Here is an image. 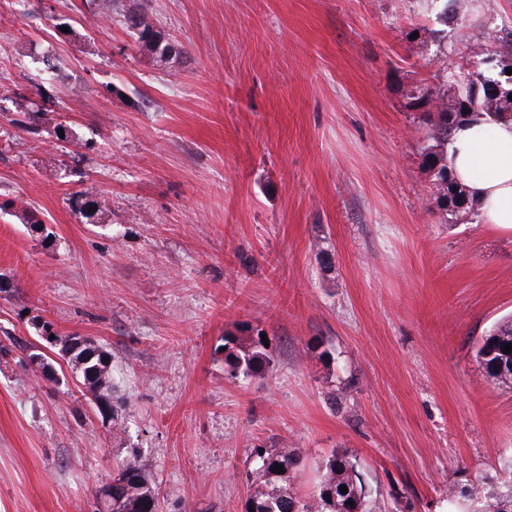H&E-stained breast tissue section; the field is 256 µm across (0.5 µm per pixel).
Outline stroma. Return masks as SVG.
<instances>
[{
    "instance_id": "obj_1",
    "label": "stroma",
    "mask_w": 512,
    "mask_h": 512,
    "mask_svg": "<svg viewBox=\"0 0 512 512\" xmlns=\"http://www.w3.org/2000/svg\"><path fill=\"white\" fill-rule=\"evenodd\" d=\"M142 1L179 61L97 0H0V512H99L133 459L158 512H245L255 448L295 449L309 512L335 455L389 512L501 476L512 389L473 341L512 314V231L449 222L421 144L474 44L512 54V0H461L443 48L421 0ZM34 315L111 351L120 432L55 348L28 368ZM260 333L274 364L232 377ZM97 193L95 186L87 185L82 191L72 193L68 198L69 204L85 215V218L91 219L97 214L98 201L93 198ZM89 205L96 207L94 212H89Z\"/></svg>"
}]
</instances>
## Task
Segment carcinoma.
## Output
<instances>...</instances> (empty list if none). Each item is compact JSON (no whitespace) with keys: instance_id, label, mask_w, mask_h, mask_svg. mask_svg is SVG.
<instances>
[{"instance_id":"cac0c4a2","label":"carcinoma","mask_w":512,"mask_h":512,"mask_svg":"<svg viewBox=\"0 0 512 512\" xmlns=\"http://www.w3.org/2000/svg\"><path fill=\"white\" fill-rule=\"evenodd\" d=\"M459 0H424L426 9L435 12L436 19L443 23L457 17ZM100 13L110 16L117 14L121 22L131 15L138 18L135 28L126 27L129 35L139 48L150 53L154 60L168 63L178 59L182 49L149 19L142 7H126L122 0H100ZM490 76L478 73L467 76L455 84L454 96L448 107L428 115L429 130L422 146L434 184L438 187L443 208L453 216L464 210L469 201L465 188L450 178L445 159L452 130L457 122L471 113H485L494 118L512 120V100L509 97L488 98L485 81ZM96 187L86 186L68 198L69 204L91 219L95 213L89 206L99 207L95 199ZM62 356L73 366V371L86 389L99 413L109 406L114 383L112 378V354L79 336H65L60 339ZM512 345V318L495 323L476 341V354L493 380L512 386V352H505L504 345ZM224 360L231 374L252 376L261 365L273 362L270 353L263 349V343L251 348L233 350L226 347ZM256 477L264 480L268 490L250 498L248 506L255 512H308L293 483L277 485L273 471L275 465L289 472L298 466L296 454L288 448L252 449ZM508 478L488 486L484 482L473 483L458 490H448V512H512V459L503 468ZM346 486L343 493L340 486ZM321 512H386L385 505L372 497L365 488L357 464L344 456L328 460L319 482ZM354 501L349 506L347 501ZM157 497L144 472L134 460L127 461L119 474L112 478V512H156Z\"/></svg>"}]
</instances>
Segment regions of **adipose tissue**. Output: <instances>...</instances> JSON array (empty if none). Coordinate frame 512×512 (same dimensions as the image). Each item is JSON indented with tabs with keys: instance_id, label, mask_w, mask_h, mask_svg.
Wrapping results in <instances>:
<instances>
[{
	"instance_id": "ef3b65f1",
	"label": "adipose tissue",
	"mask_w": 512,
	"mask_h": 512,
	"mask_svg": "<svg viewBox=\"0 0 512 512\" xmlns=\"http://www.w3.org/2000/svg\"><path fill=\"white\" fill-rule=\"evenodd\" d=\"M448 172L477 204V219L512 230V120L479 114L457 124Z\"/></svg>"
}]
</instances>
